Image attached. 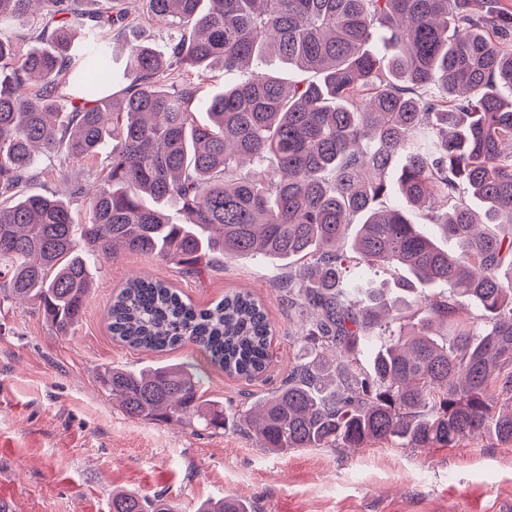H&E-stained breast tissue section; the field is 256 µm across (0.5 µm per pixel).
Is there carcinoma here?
Wrapping results in <instances>:
<instances>
[{"instance_id": "cac0c4a2", "label": "carcinoma", "mask_w": 512, "mask_h": 512, "mask_svg": "<svg viewBox=\"0 0 512 512\" xmlns=\"http://www.w3.org/2000/svg\"><path fill=\"white\" fill-rule=\"evenodd\" d=\"M101 0H0V24L42 23L32 46L0 37V304L32 302L60 336L82 318L93 257L151 256L200 278L230 259L288 258L282 281L301 319L288 376L246 410L205 411L200 378L175 365L112 367L102 384L131 418L243 428L273 454L298 448H455L512 442V15L473 0H147L163 47L112 35L131 28ZM382 54L367 51L377 31ZM276 56L286 79L257 71L208 97L171 82L219 64ZM125 85L120 95L111 93ZM107 154V174L73 222L66 196L31 195L42 160L64 173ZM256 163L245 175L238 164ZM409 206L457 243L450 252L386 207L390 171ZM471 195L484 218L466 202ZM186 216L176 224L168 208ZM356 225L352 238L346 231ZM350 248L352 256L344 253ZM360 268L399 269L429 288L397 307L363 287ZM112 335L137 349L186 343L229 376L270 365L271 325L248 292L198 308L162 280L133 278L109 310ZM368 352L369 364L361 353ZM112 512H179L120 494ZM197 512H255L242 499Z\"/></svg>"}]
</instances>
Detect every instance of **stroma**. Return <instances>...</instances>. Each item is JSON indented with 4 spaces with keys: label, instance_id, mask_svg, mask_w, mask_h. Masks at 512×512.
<instances>
[{
    "label": "stroma",
    "instance_id": "obj_1",
    "mask_svg": "<svg viewBox=\"0 0 512 512\" xmlns=\"http://www.w3.org/2000/svg\"><path fill=\"white\" fill-rule=\"evenodd\" d=\"M104 158L60 176L43 163L30 192L94 187ZM287 261H226L203 279L139 254L99 260L95 288L71 335H57L33 305L0 308V512H112V495L164 496L181 512L210 498L249 501L256 512H512V443L466 440L455 448H301L272 455L239 430L128 417L101 384L107 367L180 363L226 409L265 396L287 375L299 324L278 292ZM168 282L203 307L230 291L261 300L272 326L271 363L231 377L192 344L153 353L115 340L108 311L127 278Z\"/></svg>",
    "mask_w": 512,
    "mask_h": 512
}]
</instances>
